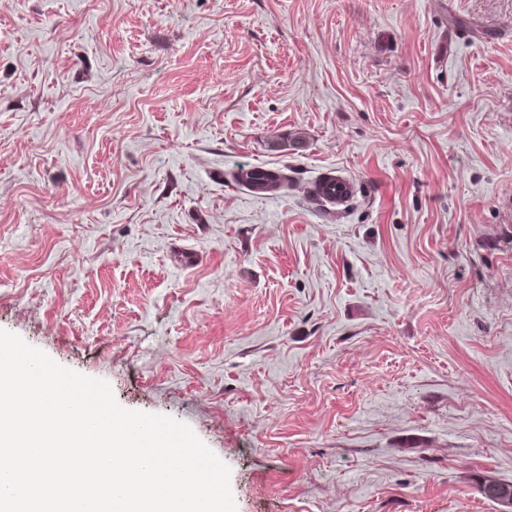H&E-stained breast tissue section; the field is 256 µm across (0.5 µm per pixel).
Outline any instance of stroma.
I'll list each match as a JSON object with an SVG mask.
<instances>
[{"label": "stroma", "mask_w": 512, "mask_h": 512, "mask_svg": "<svg viewBox=\"0 0 512 512\" xmlns=\"http://www.w3.org/2000/svg\"><path fill=\"white\" fill-rule=\"evenodd\" d=\"M0 328L236 512H512V0H0ZM481 491L486 497L500 502L506 508L512 507V484L486 480L481 486Z\"/></svg>", "instance_id": "1"}]
</instances>
